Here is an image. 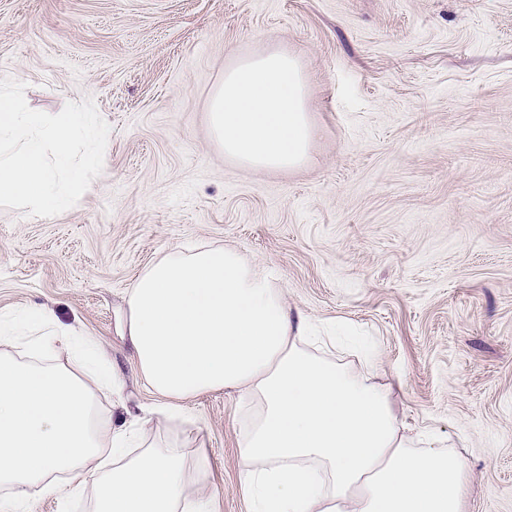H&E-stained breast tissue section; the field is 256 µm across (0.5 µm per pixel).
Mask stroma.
<instances>
[{"instance_id":"35a3bbf8","label":"stroma","mask_w":512,"mask_h":512,"mask_svg":"<svg viewBox=\"0 0 512 512\" xmlns=\"http://www.w3.org/2000/svg\"><path fill=\"white\" fill-rule=\"evenodd\" d=\"M275 47L302 65L311 160L256 172L225 158L209 106L226 67ZM3 77L37 111L93 98L111 128L74 207L0 208V312L51 309L104 352L110 422L193 437L217 512H252L237 394L158 426L123 334L152 261L232 246L377 348L408 434L460 443L468 512H512V0H0Z\"/></svg>"}]
</instances>
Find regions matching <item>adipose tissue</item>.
I'll return each instance as SVG.
<instances>
[{
	"label": "adipose tissue",
	"instance_id": "ef3b65f1",
	"mask_svg": "<svg viewBox=\"0 0 512 512\" xmlns=\"http://www.w3.org/2000/svg\"><path fill=\"white\" fill-rule=\"evenodd\" d=\"M124 331L156 411L211 391L245 403L239 463L253 512H466L467 461L428 431L408 436L390 386L311 352L313 326L284 299L274 266L234 247L173 251L129 288ZM73 352L72 367L0 354V487L8 512L33 492L65 498L67 474L92 512H215L204 451L99 421L120 379L46 309L0 314V341Z\"/></svg>",
	"mask_w": 512,
	"mask_h": 512
}]
</instances>
